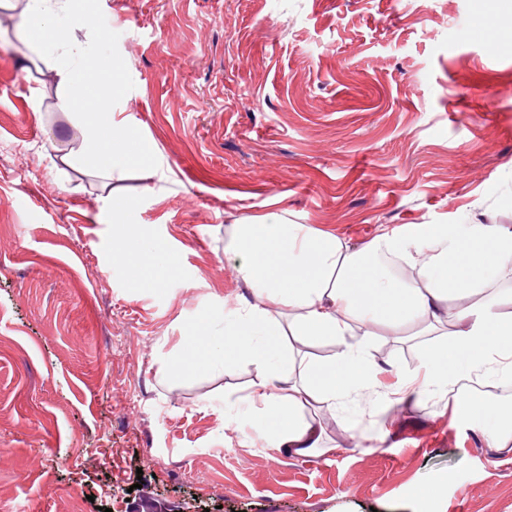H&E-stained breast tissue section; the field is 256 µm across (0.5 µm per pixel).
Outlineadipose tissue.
<instances>
[{
  "instance_id": "1",
  "label": "adipose tissue",
  "mask_w": 512,
  "mask_h": 512,
  "mask_svg": "<svg viewBox=\"0 0 512 512\" xmlns=\"http://www.w3.org/2000/svg\"><path fill=\"white\" fill-rule=\"evenodd\" d=\"M228 248L247 293L224 303V335L207 319L180 338L184 364L207 371L247 361L264 374L246 397L253 416L235 420L272 448L305 456L321 450L314 404L335 405L369 395L379 413L410 402L453 396L456 423L495 448L512 444V411L462 382L512 376V230L498 224H421L382 231L355 244L284 217L236 220ZM411 268L390 273V261ZM426 337L422 375L389 389L376 337ZM301 336L334 347L308 361L285 344Z\"/></svg>"
}]
</instances>
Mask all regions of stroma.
Here are the masks:
<instances>
[{
  "label": "stroma",
  "instance_id": "obj_1",
  "mask_svg": "<svg viewBox=\"0 0 512 512\" xmlns=\"http://www.w3.org/2000/svg\"><path fill=\"white\" fill-rule=\"evenodd\" d=\"M100 6L135 83L114 121L171 176L68 165L87 132L16 36L22 0H0V512H512V447L432 403L372 448L349 430L371 400L321 409L335 452L294 456L226 422L260 367L175 366L184 328L223 335L245 291L239 217L358 244L463 214L512 229V29L477 21L512 0ZM135 249L176 265L131 287ZM375 352L387 384L419 365L414 341Z\"/></svg>",
  "mask_w": 512,
  "mask_h": 512
}]
</instances>
